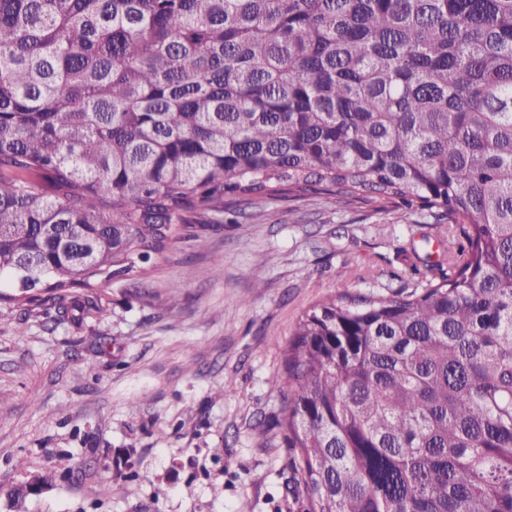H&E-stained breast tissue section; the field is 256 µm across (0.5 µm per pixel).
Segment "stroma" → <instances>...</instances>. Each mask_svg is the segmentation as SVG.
<instances>
[{"instance_id":"obj_1","label":"stroma","mask_w":512,"mask_h":512,"mask_svg":"<svg viewBox=\"0 0 512 512\" xmlns=\"http://www.w3.org/2000/svg\"><path fill=\"white\" fill-rule=\"evenodd\" d=\"M434 234L423 215L275 197L187 228L140 282H100L82 327L0 304V512H306L270 390L283 348L318 301L411 285L404 253Z\"/></svg>"}]
</instances>
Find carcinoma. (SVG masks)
<instances>
[{"instance_id": "1", "label": "carcinoma", "mask_w": 512, "mask_h": 512, "mask_svg": "<svg viewBox=\"0 0 512 512\" xmlns=\"http://www.w3.org/2000/svg\"><path fill=\"white\" fill-rule=\"evenodd\" d=\"M318 186L434 211L446 263L283 349L307 512H512V0H0V287L101 277Z\"/></svg>"}]
</instances>
